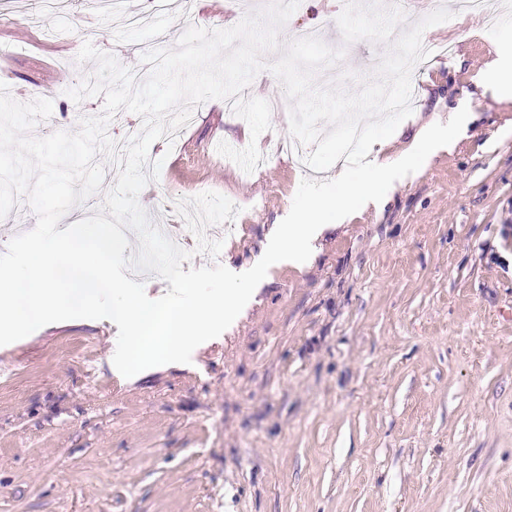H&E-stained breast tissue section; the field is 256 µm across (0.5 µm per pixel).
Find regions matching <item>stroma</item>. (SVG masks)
Segmentation results:
<instances>
[{"label": "stroma", "instance_id": "stroma-1", "mask_svg": "<svg viewBox=\"0 0 512 512\" xmlns=\"http://www.w3.org/2000/svg\"><path fill=\"white\" fill-rule=\"evenodd\" d=\"M0 6V82L21 102H53L52 131L74 132L103 97L67 89L94 74L83 42L144 78L150 48L186 28L244 16L237 0L191 13L120 0L139 27H114L93 0ZM345 0H306L280 32L325 29ZM424 36L453 43L421 65L416 100L383 148L395 156L461 108L449 151L395 182L379 208L326 229L303 267L271 269L245 316L188 364L123 377L108 319L45 325L0 346V512H512V105L476 87L500 34L456 16ZM386 45H345L337 72L370 76ZM249 144L223 101L203 103L179 149L138 195L155 222L185 223L208 191L207 219L238 230L185 268H249L288 214L303 174L288 153L245 173L217 151Z\"/></svg>", "mask_w": 512, "mask_h": 512}]
</instances>
